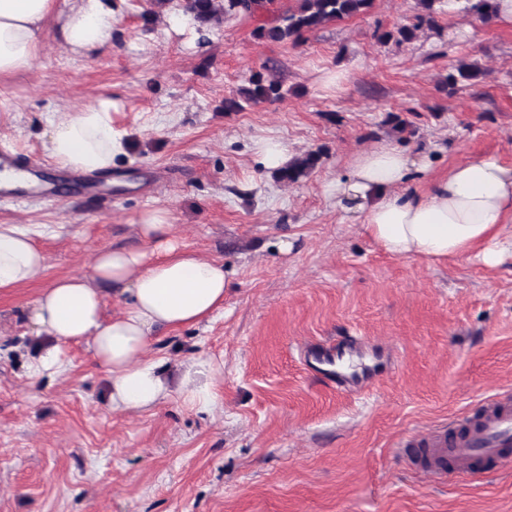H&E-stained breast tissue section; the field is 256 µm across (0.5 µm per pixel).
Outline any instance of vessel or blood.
Here are the masks:
<instances>
[{"label": "vessel or blood", "instance_id": "vessel-or-blood-1", "mask_svg": "<svg viewBox=\"0 0 512 512\" xmlns=\"http://www.w3.org/2000/svg\"><path fill=\"white\" fill-rule=\"evenodd\" d=\"M362 337L333 344L314 343L305 351L306 362L335 378L337 387L360 391L365 387L357 373L342 369L345 359L359 355ZM512 447V397L496 396L476 409L455 418L447 431H433L406 440L404 452L438 482H452L473 474L480 465L503 463L505 449Z\"/></svg>", "mask_w": 512, "mask_h": 512}]
</instances>
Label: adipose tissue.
I'll use <instances>...</instances> for the list:
<instances>
[{"label":"adipose tissue","instance_id":"obj_1","mask_svg":"<svg viewBox=\"0 0 512 512\" xmlns=\"http://www.w3.org/2000/svg\"><path fill=\"white\" fill-rule=\"evenodd\" d=\"M110 0H0V77L29 70L39 58L46 25L75 56L99 54L112 44ZM118 105L102 96L57 118L45 143L59 168L106 173L125 155L129 133L112 121ZM429 174L426 160L383 144L357 155L328 185L336 209L386 253L440 261L467 254L489 266L512 254V166L493 157L458 163L430 176L426 191L411 189L413 174ZM146 248L100 250L88 275L57 279L34 301L32 321L45 340L28 363L32 378L54 375L71 345L84 344L108 374L106 404L122 413L149 411L171 396L198 413H213L218 395L214 364L197 356L170 380L150 347L163 333L210 320L232 287L228 265L181 250L164 212L138 227ZM46 263L31 233L0 224V288L33 281ZM119 309L105 316L106 298Z\"/></svg>","mask_w":512,"mask_h":512}]
</instances>
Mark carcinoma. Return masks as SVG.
<instances>
[{
	"instance_id": "obj_1",
	"label": "carcinoma",
	"mask_w": 512,
	"mask_h": 512,
	"mask_svg": "<svg viewBox=\"0 0 512 512\" xmlns=\"http://www.w3.org/2000/svg\"><path fill=\"white\" fill-rule=\"evenodd\" d=\"M420 14L417 23L412 26H401L394 30L376 32L380 44L395 41L400 44L410 42L417 36L422 26L430 28L436 25L440 0H417ZM274 0H188L185 12L199 24L198 32L206 37L208 30L204 24L217 18H232L240 15L251 16L255 13L269 11V5ZM373 0H296V5L287 11L276 15L264 24L254 29L256 39L274 43H297L305 33L317 30L326 24L366 13ZM465 9L481 20H487L496 9V0H467ZM486 77V71L475 64H461L457 73L448 74L442 87L453 92L458 79H463L476 85ZM283 97L282 84L262 72H255L248 81V86L242 88L236 95L224 99V111L240 112L246 106L275 101ZM320 153L309 151L292 157L288 164L274 173L277 181L293 184L308 177L317 167Z\"/></svg>"
}]
</instances>
